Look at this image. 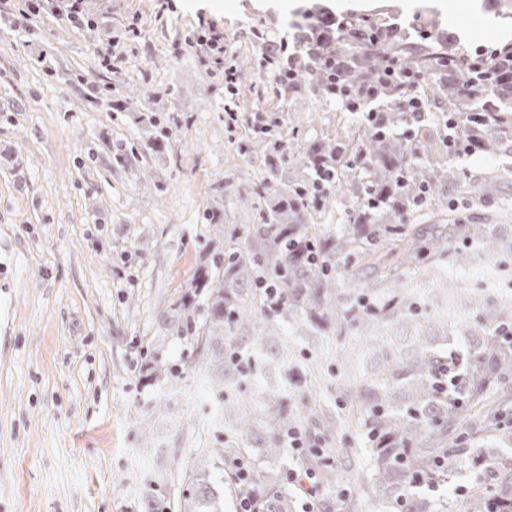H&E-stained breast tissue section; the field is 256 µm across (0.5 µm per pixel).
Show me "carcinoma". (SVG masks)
Instances as JSON below:
<instances>
[{"label": "carcinoma", "instance_id": "cac0c4a2", "mask_svg": "<svg viewBox=\"0 0 512 512\" xmlns=\"http://www.w3.org/2000/svg\"><path fill=\"white\" fill-rule=\"evenodd\" d=\"M288 27L293 51L285 45L266 59L285 76L288 55L300 59L279 93L307 88L328 99L336 89L328 57L341 55L347 81L357 86L374 82L390 55L425 76L426 102L448 101V135L465 154L512 155V46L472 74L468 55L453 41L414 42L398 25L381 29L353 14L334 20L309 12ZM277 117L255 145L268 164L266 181L240 195L261 211L263 223L227 231L221 211L209 213L213 251L188 283L189 294H203L188 372L202 375L220 400L224 447L198 456L178 499L145 488L142 512H224L226 491L250 498L253 512H296L285 480L291 430L304 434L301 466L317 474L322 488L336 484L335 457L348 463L356 492L346 512H359L363 499L387 512H438L430 496L414 490V478L439 485L467 465L489 466L492 474L468 490L467 512H512V290H465L472 315L453 321L428 307L411 277L423 270L446 285L448 269L469 266L477 253L512 256L509 212L467 224L440 208L423 228L408 223L421 189L431 201L447 185L463 199L486 200L499 175L473 180L453 160L418 161L430 153L434 134L399 136L405 114L388 112L381 129L364 124L347 139L310 144L303 152L308 181L270 198L266 190L289 158L280 136L284 117ZM368 185L372 206L356 203L333 231L312 229L315 198L349 192L360 199ZM340 260L353 270L367 266L364 280L344 287L335 274ZM264 281L278 289L279 307L270 308ZM195 309L180 302L168 329L182 332ZM321 336L340 348L352 336L366 338L361 374L336 383L351 406L342 415L309 399L320 383L315 366H295L292 345ZM446 370L452 385L442 383ZM347 431L367 448L326 453ZM240 461L249 467L245 484Z\"/></svg>", "mask_w": 512, "mask_h": 512}]
</instances>
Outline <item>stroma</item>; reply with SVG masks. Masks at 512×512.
Masks as SVG:
<instances>
[{
	"label": "stroma",
	"instance_id": "1",
	"mask_svg": "<svg viewBox=\"0 0 512 512\" xmlns=\"http://www.w3.org/2000/svg\"><path fill=\"white\" fill-rule=\"evenodd\" d=\"M481 2L83 0L75 23L46 0H0V512H140L158 473H172L162 491L177 497L199 449L218 447L206 387L171 386L149 369L183 372L195 356L191 330L170 334L160 314L207 257L211 209L228 225L262 221L237 203L267 170L249 150L251 127L224 124L225 65L254 87L249 105L284 113L301 150L354 132L358 116L262 82L263 45L286 37L293 13L368 14L470 52L511 43L512 21ZM202 17L224 36V66L198 41ZM130 25L136 35L117 39ZM134 88L151 91L142 111L116 110ZM458 165L500 179L479 203L444 191L457 216L512 210V164L474 154ZM293 351L333 383L349 369L327 336ZM168 400L181 424L161 428L160 458L141 432Z\"/></svg>",
	"mask_w": 512,
	"mask_h": 512
}]
</instances>
